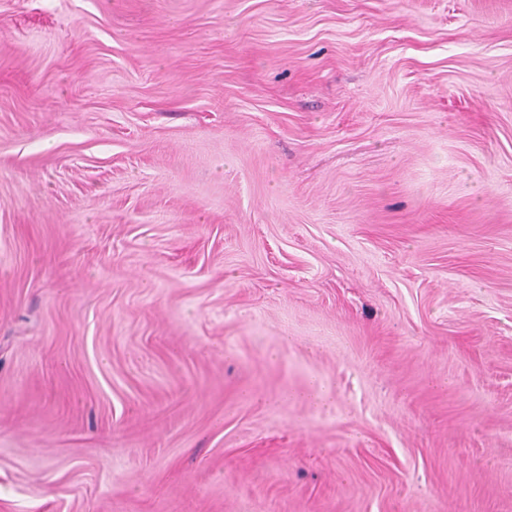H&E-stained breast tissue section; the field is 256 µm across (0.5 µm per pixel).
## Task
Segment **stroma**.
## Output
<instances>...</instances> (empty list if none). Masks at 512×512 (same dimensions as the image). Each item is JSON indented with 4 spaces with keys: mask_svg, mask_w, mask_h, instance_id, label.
<instances>
[{
    "mask_svg": "<svg viewBox=\"0 0 512 512\" xmlns=\"http://www.w3.org/2000/svg\"><path fill=\"white\" fill-rule=\"evenodd\" d=\"M0 512H512V0H0Z\"/></svg>",
    "mask_w": 512,
    "mask_h": 512,
    "instance_id": "1",
    "label": "stroma"
}]
</instances>
